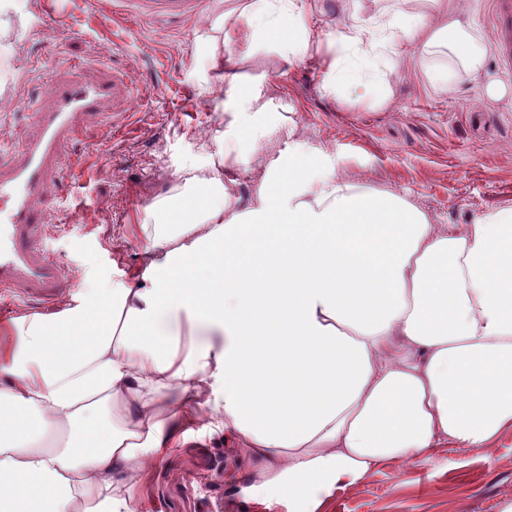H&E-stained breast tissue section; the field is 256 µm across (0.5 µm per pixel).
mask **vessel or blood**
Instances as JSON below:
<instances>
[{
    "label": "vessel or blood",
    "mask_w": 512,
    "mask_h": 512,
    "mask_svg": "<svg viewBox=\"0 0 512 512\" xmlns=\"http://www.w3.org/2000/svg\"><path fill=\"white\" fill-rule=\"evenodd\" d=\"M502 41L500 61L512 72V0H500L495 13ZM47 102L20 115L28 129L20 155L0 149V316L23 298L52 303L69 286L64 266L45 246L47 224L40 206L62 151L87 123L106 119L129 89L117 75L53 73Z\"/></svg>",
    "instance_id": "b4317fda"
}]
</instances>
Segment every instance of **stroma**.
I'll return each mask as SVG.
<instances>
[{
  "instance_id": "stroma-1",
  "label": "stroma",
  "mask_w": 512,
  "mask_h": 512,
  "mask_svg": "<svg viewBox=\"0 0 512 512\" xmlns=\"http://www.w3.org/2000/svg\"><path fill=\"white\" fill-rule=\"evenodd\" d=\"M13 0L11 30L0 40V147H18V112L55 70L80 62L125 74L131 88L111 131L86 126L60 166L58 186L42 207L47 244L67 268L71 292L96 287L121 271L138 272L148 241L132 229L139 207L178 182L186 159H203L222 112L209 62L195 37L215 6L196 0L173 16L152 0ZM319 24L345 31L352 13L368 16L374 0H319ZM473 31L490 52L487 71L501 77L493 47V0H467ZM242 82L267 80L274 109L295 128L303 156L323 152L336 176L406 198L435 224H470L512 207V101L491 102L481 83H436L441 52L396 41L378 66L372 94L329 91L320 62H286L274 40L235 47ZM388 94L385 106L375 97ZM183 447L153 462L137 497L140 512H287L266 506L252 487L256 464L240 457L229 434L209 419L191 421ZM512 501V434L489 455L436 449L432 460L384 463L359 483L334 490L323 512H500Z\"/></svg>"
}]
</instances>
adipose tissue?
<instances>
[{"instance_id": "obj_1", "label": "adipose tissue", "mask_w": 512, "mask_h": 512, "mask_svg": "<svg viewBox=\"0 0 512 512\" xmlns=\"http://www.w3.org/2000/svg\"><path fill=\"white\" fill-rule=\"evenodd\" d=\"M309 0L216 7L197 39L231 101L204 162L134 221L141 275L13 320L0 382V512H138L135 489L198 413L256 460L288 512L382 463L512 432V208L434 224L405 198L290 150L264 80L233 48L277 33L284 58L325 59L328 85L373 86L387 39L447 49L441 83L490 78L463 0H387L325 39ZM277 145L249 197L228 179Z\"/></svg>"}]
</instances>
